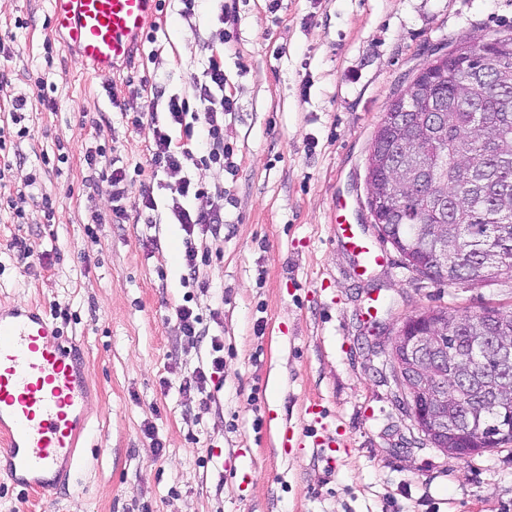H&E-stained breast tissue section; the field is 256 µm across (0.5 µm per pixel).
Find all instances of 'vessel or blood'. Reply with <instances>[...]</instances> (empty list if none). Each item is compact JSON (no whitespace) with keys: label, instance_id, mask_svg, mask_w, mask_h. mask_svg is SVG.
Instances as JSON below:
<instances>
[{"label":"vessel or blood","instance_id":"1","mask_svg":"<svg viewBox=\"0 0 512 512\" xmlns=\"http://www.w3.org/2000/svg\"><path fill=\"white\" fill-rule=\"evenodd\" d=\"M53 24L95 74L110 77L131 57L156 0H52ZM347 250L381 255L354 225L339 221ZM81 352L66 348L43 310L0 313V457L10 476L43 487L60 464H72L86 425Z\"/></svg>","mask_w":512,"mask_h":512}]
</instances>
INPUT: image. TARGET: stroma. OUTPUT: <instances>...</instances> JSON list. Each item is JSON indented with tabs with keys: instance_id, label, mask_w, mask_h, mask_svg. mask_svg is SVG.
<instances>
[{
	"instance_id": "obj_1",
	"label": "stroma",
	"mask_w": 512,
	"mask_h": 512,
	"mask_svg": "<svg viewBox=\"0 0 512 512\" xmlns=\"http://www.w3.org/2000/svg\"><path fill=\"white\" fill-rule=\"evenodd\" d=\"M180 8L166 0L146 25L155 42L107 81L55 32L51 0H0V198L15 203L0 209V306L42 304L64 345L82 348L90 389L69 478L40 492L0 459V512H512V443L464 459L431 447L388 357L416 311H512V277L471 288L422 277L365 204L393 93L452 39L512 33V0H238L228 28L209 0L190 23ZM214 53L236 103L224 141L237 171L202 168L207 196L185 201L224 216L220 236L194 238L210 257L204 292L184 278L169 211L182 175L151 177L149 133L125 115L192 97ZM21 94L23 138L11 120ZM112 164L130 186L120 222L101 173ZM32 179L53 219L20 197ZM342 201L379 263L337 245ZM181 305L206 336H182ZM213 335L224 372L205 402L179 386Z\"/></svg>"
}]
</instances>
